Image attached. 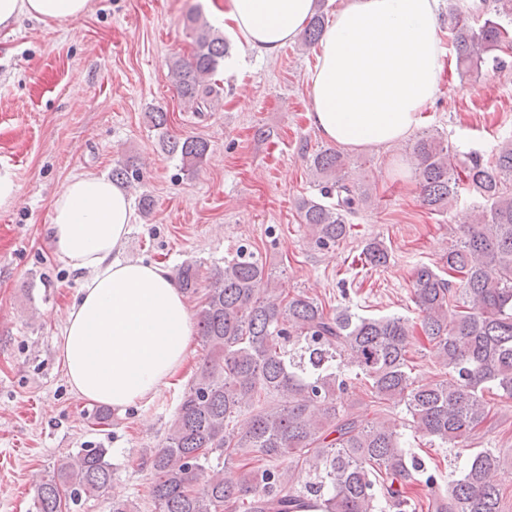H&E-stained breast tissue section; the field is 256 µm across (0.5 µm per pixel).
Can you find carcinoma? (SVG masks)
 Segmentation results:
<instances>
[{"mask_svg":"<svg viewBox=\"0 0 512 512\" xmlns=\"http://www.w3.org/2000/svg\"><path fill=\"white\" fill-rule=\"evenodd\" d=\"M475 11L487 15L482 24L458 10L449 29L463 75L489 58L502 65L501 55L512 51V0H481ZM184 27L193 53L173 60L168 77L202 116L222 99L214 76L229 45L197 12ZM325 27L319 9L302 48L316 47ZM164 143L188 169L209 151L199 137L168 134ZM409 155L427 210L451 212L463 190L475 198L472 223L448 244L445 274L425 264L414 274L420 327L444 376L423 384L413 378L409 319L328 311L303 292L285 296L260 252L241 245L211 272L195 313L206 354L148 461L156 512H503L497 450L470 453L443 487L401 439L410 429L440 447L466 448L491 412L486 395L512 399V131L489 161L476 150L451 153L429 132ZM308 161L318 193L299 198L297 217L314 246L329 250L352 237V217L372 188L350 177L337 149L321 148ZM112 179L130 185L139 175L126 163L112 169ZM362 256L371 268L389 260L376 239ZM175 283L197 294L199 266L181 265ZM356 384L368 391L370 415L342 404ZM401 404L405 415L387 414ZM246 410L251 415L240 425ZM115 471L109 449L83 448L40 479L33 512H71L103 493Z\"/></svg>","mask_w":512,"mask_h":512,"instance_id":"1","label":"carcinoma"}]
</instances>
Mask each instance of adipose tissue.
<instances>
[{
    "mask_svg": "<svg viewBox=\"0 0 512 512\" xmlns=\"http://www.w3.org/2000/svg\"><path fill=\"white\" fill-rule=\"evenodd\" d=\"M439 0H342L309 77L308 118L351 148L408 137L436 97L444 48ZM90 0H0V29L20 16L62 22ZM316 0H227L216 25L264 57L295 40ZM134 222L130 196L105 176L70 179L51 204L49 235L84 276L67 311L59 354L72 391L114 410L152 400L182 368L194 321L182 291L155 264L116 252Z\"/></svg>",
    "mask_w": 512,
    "mask_h": 512,
    "instance_id": "1",
    "label": "adipose tissue"
}]
</instances>
